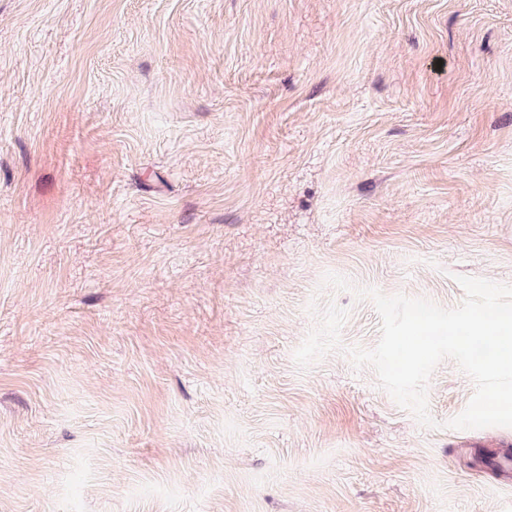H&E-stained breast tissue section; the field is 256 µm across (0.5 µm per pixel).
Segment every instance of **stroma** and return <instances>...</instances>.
<instances>
[{"label": "stroma", "mask_w": 512, "mask_h": 512, "mask_svg": "<svg viewBox=\"0 0 512 512\" xmlns=\"http://www.w3.org/2000/svg\"><path fill=\"white\" fill-rule=\"evenodd\" d=\"M512 285V0H0V512H512V427L347 354Z\"/></svg>", "instance_id": "1"}]
</instances>
